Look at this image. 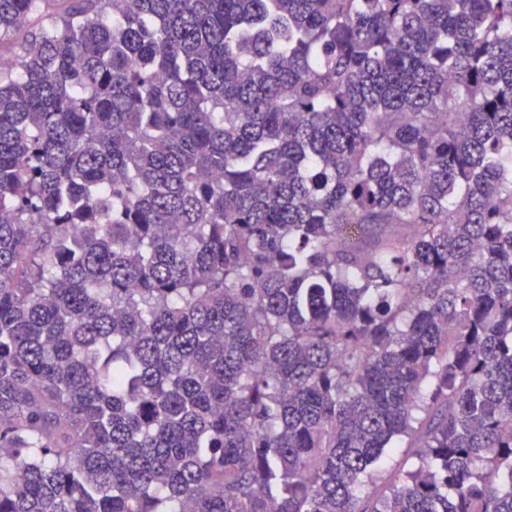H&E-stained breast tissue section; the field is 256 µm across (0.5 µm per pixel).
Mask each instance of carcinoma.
<instances>
[{"label":"carcinoma","instance_id":"cac0c4a2","mask_svg":"<svg viewBox=\"0 0 512 512\" xmlns=\"http://www.w3.org/2000/svg\"><path fill=\"white\" fill-rule=\"evenodd\" d=\"M0 0V512H512V0Z\"/></svg>","mask_w":512,"mask_h":512}]
</instances>
